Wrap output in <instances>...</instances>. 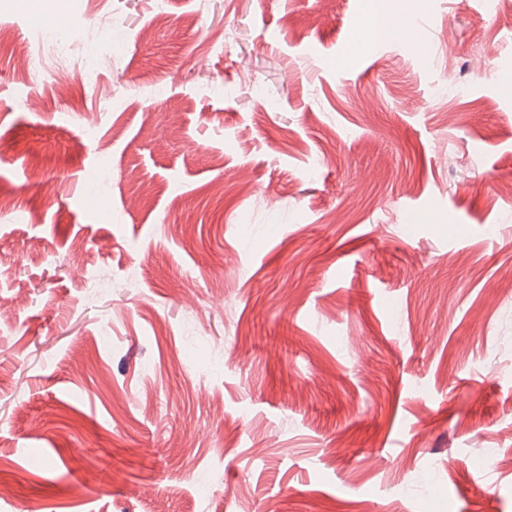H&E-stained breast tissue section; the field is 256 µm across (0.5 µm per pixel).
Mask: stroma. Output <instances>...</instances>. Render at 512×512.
<instances>
[{
    "label": "stroma",
    "mask_w": 512,
    "mask_h": 512,
    "mask_svg": "<svg viewBox=\"0 0 512 512\" xmlns=\"http://www.w3.org/2000/svg\"><path fill=\"white\" fill-rule=\"evenodd\" d=\"M379 2L0 0V512H512V0ZM369 22L372 28L382 37L396 38L403 34V29L392 24L388 13L379 10L378 6L369 11Z\"/></svg>",
    "instance_id": "obj_1"
}]
</instances>
